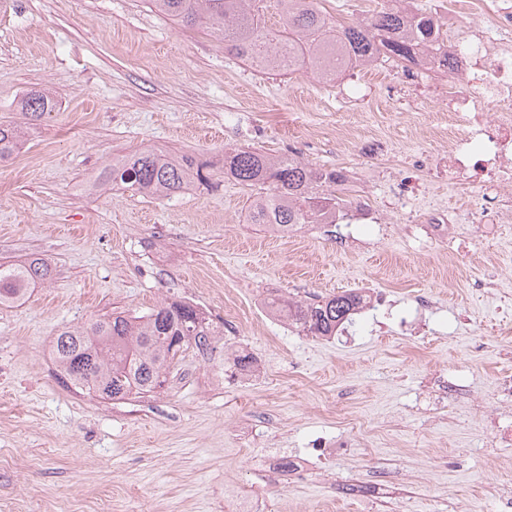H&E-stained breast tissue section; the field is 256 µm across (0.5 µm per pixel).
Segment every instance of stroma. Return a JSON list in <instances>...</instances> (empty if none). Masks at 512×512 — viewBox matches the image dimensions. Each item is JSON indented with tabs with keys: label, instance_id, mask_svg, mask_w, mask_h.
<instances>
[{
	"label": "stroma",
	"instance_id": "1",
	"mask_svg": "<svg viewBox=\"0 0 512 512\" xmlns=\"http://www.w3.org/2000/svg\"><path fill=\"white\" fill-rule=\"evenodd\" d=\"M42 89L53 110L25 117ZM440 92L389 62L331 83L263 73L147 0H0V124L29 126L0 163V262L51 266L0 306V512H500L512 443L486 440L512 425L496 387L512 357L495 352L512 349V223L461 225L455 255L426 223L468 203L448 190ZM240 147L341 170L352 253L320 226L249 223L256 188L224 175ZM147 149L193 157L210 182L161 199L102 184L112 158ZM360 288L381 305L328 339L264 306ZM172 300L223 323L215 351H186L139 398L61 383L63 328ZM355 432L336 455L311 447Z\"/></svg>",
	"mask_w": 512,
	"mask_h": 512
}]
</instances>
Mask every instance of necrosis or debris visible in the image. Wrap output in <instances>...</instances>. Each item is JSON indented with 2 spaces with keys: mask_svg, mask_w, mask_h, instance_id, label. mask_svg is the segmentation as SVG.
I'll list each match as a JSON object with an SVG mask.
<instances>
[{
  "mask_svg": "<svg viewBox=\"0 0 512 512\" xmlns=\"http://www.w3.org/2000/svg\"><path fill=\"white\" fill-rule=\"evenodd\" d=\"M449 15L467 19L448 32V63L419 57L408 74L448 85V188L471 191L477 210L435 211V224L512 220V0H451Z\"/></svg>",
  "mask_w": 512,
  "mask_h": 512,
  "instance_id": "1",
  "label": "necrosis or debris"
}]
</instances>
